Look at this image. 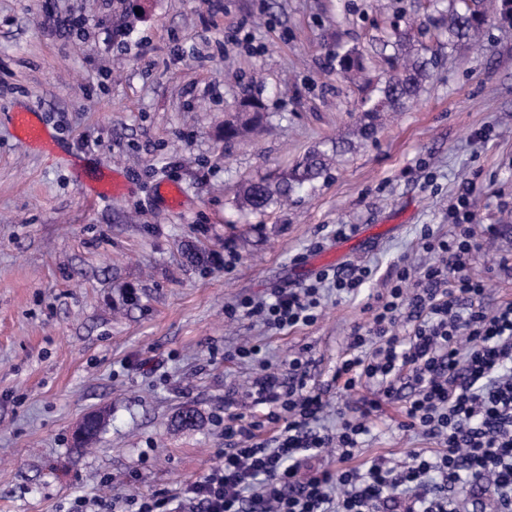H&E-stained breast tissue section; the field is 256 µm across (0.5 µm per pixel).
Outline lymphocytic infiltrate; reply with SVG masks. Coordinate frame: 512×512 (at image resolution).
Instances as JSON below:
<instances>
[{
	"mask_svg": "<svg viewBox=\"0 0 512 512\" xmlns=\"http://www.w3.org/2000/svg\"><path fill=\"white\" fill-rule=\"evenodd\" d=\"M456 228L443 237L421 228V245L433 263L400 262L385 293L368 304V321L354 324L336 365L344 389L375 385L355 415L337 412L335 428L322 426L326 404L310 386L306 363L288 362L289 378L275 372L255 377L247 396L262 418L224 420L225 447L198 479L173 493L127 496L122 502L75 497L69 512H468L467 499L491 496L496 512H512V302L484 306L485 285L471 272L480 251L477 215L464 191L448 203ZM373 271L351 266L265 299L226 307L228 316L253 318L273 330L314 324L322 293L354 294ZM412 323L400 335L401 322ZM413 390L402 426L438 442L432 454L407 461L353 465L356 449L372 429L383 403L397 398V381ZM277 427L273 443L257 439L264 423ZM335 449V469L301 474L308 457ZM465 484L458 494L456 484Z\"/></svg>",
	"mask_w": 512,
	"mask_h": 512,
	"instance_id": "f902f5d3",
	"label": "lymphocytic infiltrate"
}]
</instances>
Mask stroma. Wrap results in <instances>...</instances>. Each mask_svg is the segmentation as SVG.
I'll list each match as a JSON object with an SVG mask.
<instances>
[{"mask_svg": "<svg viewBox=\"0 0 512 512\" xmlns=\"http://www.w3.org/2000/svg\"><path fill=\"white\" fill-rule=\"evenodd\" d=\"M432 15L429 0H0V512H67L79 494L173 492L202 476L225 411L257 414L246 390L258 366L234 356L248 340L280 373L305 359L334 425L370 394L333 380L350 328L398 261H432L420 229L452 233L462 185L476 236L494 243L472 261L484 304L512 301L500 267L512 264V32L491 25L452 49ZM413 18L434 59L417 102L288 205L241 210L243 182L353 129L365 92L337 76L336 53L377 60L385 31ZM387 70L377 60L375 78ZM247 88L268 117L225 141ZM22 105L54 129L56 152L16 137L5 116ZM75 158L104 180L123 172L125 190L87 201ZM164 181L180 208L156 194ZM340 224L358 230L339 239ZM349 265L373 275L357 295H329L315 324L279 332L224 315ZM187 405L200 429L176 428ZM96 412L99 440L74 448ZM403 418L402 401L383 405L355 464L427 448Z\"/></svg>", "mask_w": 512, "mask_h": 512, "instance_id": "obj_1", "label": "stroma"}]
</instances>
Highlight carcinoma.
<instances>
[{
	"mask_svg": "<svg viewBox=\"0 0 512 512\" xmlns=\"http://www.w3.org/2000/svg\"><path fill=\"white\" fill-rule=\"evenodd\" d=\"M498 2L496 11L490 13L481 7V0H448V7L441 13L437 34L446 36L448 45L453 47L473 38L492 21L512 26V0ZM393 37L394 40L386 42L392 48V54L386 57V61L396 80L386 79L372 89V95L361 103L360 122L349 136L323 142L276 174L244 183L238 193L241 208L263 212L273 204L288 200L297 189L321 178L333 157H341L350 151L354 140L364 141L378 132L386 115L402 112L416 100L423 81L430 77L432 59L426 57L422 49L410 44L408 32L396 30ZM336 66L344 77L351 80L365 77V58L355 48L336 54ZM262 110L259 98L252 95L243 98L241 111L246 113V121L224 126V139L232 141L255 126ZM201 424L202 415L196 408H185L177 415V425L182 429L196 430ZM103 427L102 415H95L89 423L86 437L76 441L77 447L84 448L96 441Z\"/></svg>",
	"mask_w": 512,
	"mask_h": 512,
	"instance_id": "1",
	"label": "carcinoma"
}]
</instances>
